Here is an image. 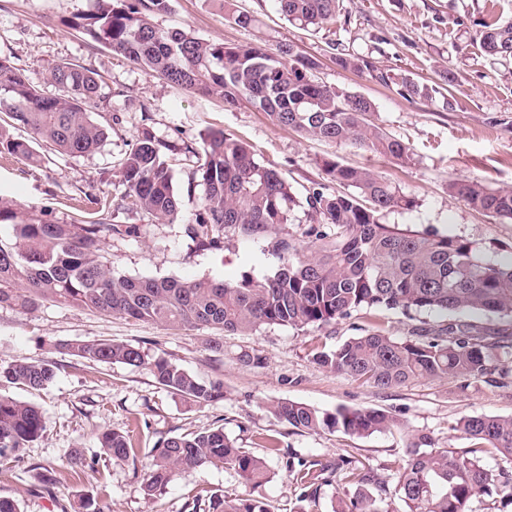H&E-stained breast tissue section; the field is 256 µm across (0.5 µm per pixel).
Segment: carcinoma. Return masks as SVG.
<instances>
[{"label": "carcinoma", "mask_w": 512, "mask_h": 512, "mask_svg": "<svg viewBox=\"0 0 512 512\" xmlns=\"http://www.w3.org/2000/svg\"><path fill=\"white\" fill-rule=\"evenodd\" d=\"M95 9L67 22V27L138 65L150 77L181 89L241 101L265 112L270 122L301 135L336 145L366 149L402 164L413 160L411 149L374 121L369 98L313 79L318 60L295 52L293 45L259 41L227 45L194 37L180 29H164L156 16L169 0H95ZM238 26L256 19L231 8L234 0H211ZM280 12L302 29H318L336 18L340 0H277ZM480 52L493 60H512V22L492 18L476 33ZM336 63L356 72H375L363 53L336 55ZM385 84L399 87L409 101L454 111L459 105L451 70L435 80H415L376 72ZM56 93H46L24 70L0 57V112L28 128L34 140L58 154L83 157L108 137L92 119L105 77L98 71L61 62L50 71ZM33 161L27 141L0 127V154ZM192 163V186L202 195L196 209L181 215L173 186L172 162ZM332 182L345 188L328 193L317 183L299 193L274 166L256 158L249 144L211 131L200 143L165 142L148 126L120 159V198H97L91 220L56 224L0 198V224L11 226L13 240L0 241V306L23 312L39 302L91 307L107 315L147 320L177 328L211 326L227 333H246L263 326L320 327L359 310L380 308L411 312L480 311L512 324V263H491L462 239L414 234L381 221L384 212L412 207L411 198L382 176L323 161ZM451 196L472 208L512 221V192L458 179ZM141 211L167 222L185 224L196 245L217 250L228 233L260 237L286 224H305V237L315 246L312 258L302 253L300 239L290 235L274 242V273L262 281L245 275L228 284L219 280L181 282L171 278L120 275L104 260L113 235L132 236L137 227L115 223V213ZM508 329H481L463 320L441 324L405 338L380 330L352 338L334 350L314 355L318 365L347 374L380 390L404 386L421 377L452 378L461 389L496 370L500 339ZM58 348L101 364L120 363L149 371L167 391L197 403L224 397L220 381H201L164 357H148L141 349L112 340H75ZM56 376L49 361L25 358L0 361V379L38 390ZM278 420L299 432L342 431L367 437L398 426L379 409L340 406L333 412L292 400L269 406ZM45 418L35 405L0 396V456L37 439ZM454 430L471 442L456 454L435 445L424 433L408 440L404 462L393 483L377 477L368 465L347 461L332 471L302 460L285 462L289 477L300 485V498L314 502L321 485L333 475L347 485L334 512H472L481 493L512 502V478L494 474L482 454L494 453L512 463V416L473 414L461 417ZM106 459L130 458L127 432L107 429L99 437ZM221 467L233 471L246 486L268 479L266 461L237 446L224 428L171 436L159 442L141 484L146 496L165 489L184 469ZM209 512H271L259 497L224 494L210 497Z\"/></svg>", "instance_id": "obj_1"}]
</instances>
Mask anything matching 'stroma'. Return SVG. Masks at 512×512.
Segmentation results:
<instances>
[{
    "mask_svg": "<svg viewBox=\"0 0 512 512\" xmlns=\"http://www.w3.org/2000/svg\"><path fill=\"white\" fill-rule=\"evenodd\" d=\"M238 10L255 16L242 28L224 19L210 0H171L158 16L163 28L229 45L259 39L292 43L297 52L319 59L318 82L364 95L376 105V120L406 143L411 163L365 150L301 137L271 124L249 103L225 106L223 100L189 93L149 77L138 66L66 27L87 13L94 0H0V56L47 84L51 68L71 62L102 73L105 99L94 116L111 122L108 138L92 154L69 157L45 151L29 163L0 154V197L33 208L44 219L69 224L95 212L91 196H117L118 162L142 125L164 140L174 135L200 141L219 129L251 144L257 158L288 177L297 190L323 181L321 162L371 170L407 196L414 206L386 212L384 223L418 233L471 242L488 261L512 260V222L485 214L448 194L451 180H477L495 191H512V66L484 58L473 40L478 21L494 15L512 22V0H342V16L316 30L292 26L276 0H235ZM374 51L379 68L419 80L439 71L457 73L459 106L447 112L401 97L395 86L369 74L337 66L333 51ZM119 223L134 224V237H112L106 252L113 268L132 277L238 281L261 280L275 260L270 237L228 236L219 250L198 248L183 225L144 214H123ZM443 315L411 316L401 310L358 311L321 327L265 326L227 335L208 327L184 330L164 324L106 316L94 309L53 301L22 312L0 307V360L28 358L56 365L51 384L38 391L0 380V395L38 406L46 419L43 434L19 457H0V496L18 501L21 512H186L194 498L241 493L238 476L222 468L186 469L152 499L139 492L152 450L170 436L220 426L240 447L264 458L268 481L256 488L273 512H298L300 491L285 470L288 457L323 464L359 460L379 478L392 480L411 435L431 434L441 447L465 450L469 442L454 426L462 416L512 415V344L502 349L499 369L459 389L450 379L421 378L405 386L379 390L318 365L313 355L345 341L383 329L401 338L418 326L442 324ZM114 340L162 356L204 381L224 384V397L202 404L171 393L147 370L122 364H96L59 353L60 343ZM224 342L212 353L211 340ZM257 358L244 366L243 355ZM290 399L323 412L339 406L373 408L396 417L398 428L357 437L340 431L302 433L277 420L271 403ZM108 428L127 431L135 457L125 463L96 461L98 436ZM275 437L278 453L263 448ZM82 451L85 466L67 463Z\"/></svg>",
    "mask_w": 512,
    "mask_h": 512,
    "instance_id": "35a3bbf8",
    "label": "stroma"
}]
</instances>
